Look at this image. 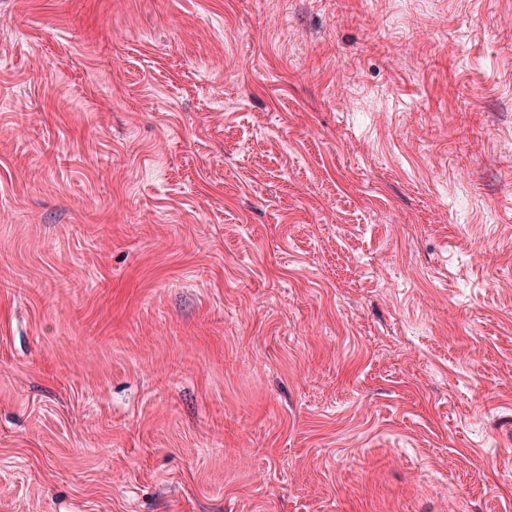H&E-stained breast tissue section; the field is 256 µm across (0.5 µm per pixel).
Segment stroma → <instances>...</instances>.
Here are the masks:
<instances>
[{
  "label": "stroma",
  "instance_id": "stroma-1",
  "mask_svg": "<svg viewBox=\"0 0 512 512\" xmlns=\"http://www.w3.org/2000/svg\"><path fill=\"white\" fill-rule=\"evenodd\" d=\"M0 512H512V0H0Z\"/></svg>",
  "mask_w": 512,
  "mask_h": 512
}]
</instances>
